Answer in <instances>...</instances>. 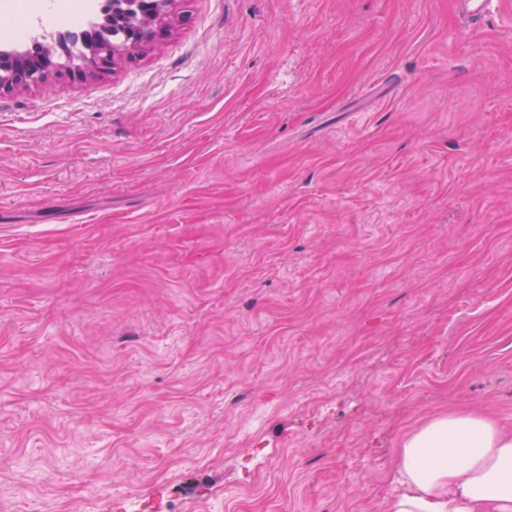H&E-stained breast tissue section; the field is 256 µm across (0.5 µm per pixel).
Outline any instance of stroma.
I'll return each mask as SVG.
<instances>
[{
    "label": "stroma",
    "mask_w": 512,
    "mask_h": 512,
    "mask_svg": "<svg viewBox=\"0 0 512 512\" xmlns=\"http://www.w3.org/2000/svg\"><path fill=\"white\" fill-rule=\"evenodd\" d=\"M171 14L0 95V512H382L512 430V0ZM491 0H456L459 11L464 13L474 27H481L490 15Z\"/></svg>",
    "instance_id": "35a3bbf8"
}]
</instances>
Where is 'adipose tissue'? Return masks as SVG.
Instances as JSON below:
<instances>
[{"mask_svg": "<svg viewBox=\"0 0 512 512\" xmlns=\"http://www.w3.org/2000/svg\"><path fill=\"white\" fill-rule=\"evenodd\" d=\"M397 465L404 490L384 512H512V431L481 414L430 420Z\"/></svg>", "mask_w": 512, "mask_h": 512, "instance_id": "adipose-tissue-1", "label": "adipose tissue"}]
</instances>
